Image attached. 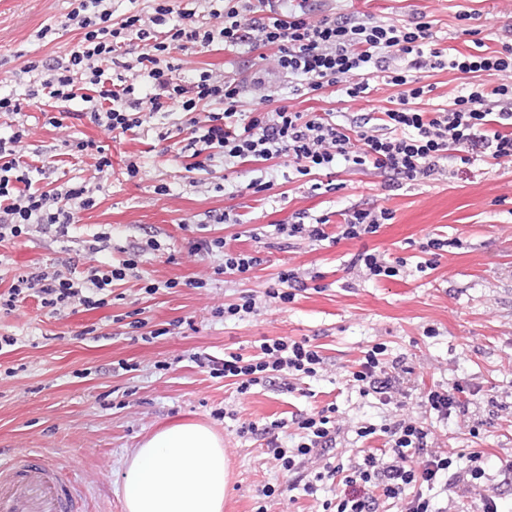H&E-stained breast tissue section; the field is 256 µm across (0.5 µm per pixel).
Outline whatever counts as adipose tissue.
<instances>
[{
  "label": "adipose tissue",
  "instance_id": "1",
  "mask_svg": "<svg viewBox=\"0 0 512 512\" xmlns=\"http://www.w3.org/2000/svg\"><path fill=\"white\" fill-rule=\"evenodd\" d=\"M230 470L221 437L180 422L134 449L122 478L127 512H223Z\"/></svg>",
  "mask_w": 512,
  "mask_h": 512
}]
</instances>
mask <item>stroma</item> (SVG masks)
Masks as SVG:
<instances>
[{
	"instance_id": "35a3bbf8",
	"label": "stroma",
	"mask_w": 512,
	"mask_h": 512,
	"mask_svg": "<svg viewBox=\"0 0 512 512\" xmlns=\"http://www.w3.org/2000/svg\"><path fill=\"white\" fill-rule=\"evenodd\" d=\"M68 10V0H0V92L23 93L19 74L25 60L58 59L77 47L79 32L58 26ZM350 15L425 17L437 49L447 57L471 52L479 43L496 51L512 40V0L313 4L317 19ZM46 25L57 27V34L37 39ZM179 64L187 80L200 69L236 79L247 104L252 78L261 71L257 52L244 47L199 49L180 55ZM263 73L275 105L333 112L345 124L393 107L399 92L388 79L376 77L367 97L357 101L333 87L292 96L277 71ZM424 81L433 87L420 102L426 111L450 107L464 84L462 75L448 68L427 70ZM85 107L77 98L61 108L45 101L23 109L27 162L58 158L37 188L90 174V158L66 155L61 133L49 125V117L58 114L71 139L108 146L113 172L96 194L97 207L67 233L38 226L27 236L0 242V291L34 267L83 252L97 234L110 235L105 256L115 263L132 245L154 240L160 248L142 253L138 278L114 283L113 299L103 308L54 314L30 300L19 311L0 315V336L16 339L0 348V450L43 451L83 479L92 493L91 512H125L121 481L131 450L169 423L201 422L224 440L231 472L224 512H255L267 485L281 494L279 512H322L330 491L314 499L303 496L295 487L297 475L277 467L265 446L239 436L237 428L244 421L262 426L291 413L309 414L332 402L344 422L335 452L349 457L367 445L356 428L383 424L391 413L375 396L360 395L346 383L363 350L382 343L389 356L406 357L425 384L461 380L474 395L470 410L482 423L476 437L461 428L457 416L441 420L426 412L417 391L405 399L406 413L426 422L442 449L488 456L490 477L481 494L454 500L448 512H480L485 494L494 497L500 512H512L507 468L512 462V163L491 166L479 157L454 174L393 188L378 172L342 165L332 176L333 190L319 195L308 177L295 173L286 180L276 167L266 175L272 188L254 194L246 189L259 176L254 164L225 174L185 171L177 146L159 141L157 129L115 140L83 118ZM130 157L141 164L133 179L123 172ZM224 179L242 187V194L216 191ZM356 205L388 209L392 218L377 234L316 246L273 228L299 211L334 224L340 210ZM227 208L241 214V223L202 227L191 221ZM217 236L233 248L259 251L262 265L213 279L212 259L193 252L190 243ZM430 238L452 241L432 267L419 249ZM366 248L403 258L405 265L398 276L370 278L351 265ZM290 268L308 280L294 301L267 304L245 321L215 316L216 308L241 294L264 292ZM201 278L206 287H195ZM148 281L159 283L157 293H144L141 285ZM276 336L310 339L325 359L323 370L298 381L295 391L276 384L246 396L237 394L233 379L216 375L225 354H255L262 338ZM197 355L208 358L209 366L198 367ZM492 396L507 405L497 417L488 413ZM219 407L233 411V418L214 420Z\"/></svg>"
}]
</instances>
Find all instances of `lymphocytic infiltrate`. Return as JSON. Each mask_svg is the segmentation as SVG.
Wrapping results in <instances>:
<instances>
[{"label":"lymphocytic infiltrate","mask_w":512,"mask_h":512,"mask_svg":"<svg viewBox=\"0 0 512 512\" xmlns=\"http://www.w3.org/2000/svg\"><path fill=\"white\" fill-rule=\"evenodd\" d=\"M309 0L270 15L253 16L252 0H203L207 20L174 9L170 0H153L150 11L112 18V0H71L63 21L81 34L67 61H26L24 97L0 94V114L20 115L24 104L48 98L65 103L83 98L87 117L113 137L138 133L152 119L165 117L179 107L185 119L177 132L187 133L192 167L207 170L221 165L232 169L244 163L278 161L303 176L333 170L340 163L373 168L396 182H420L444 174L447 161L469 163L486 157L493 164L512 160V82L485 92L479 81L484 72H512V45L487 53H458L441 60L433 49L430 22L423 19L381 21L313 20ZM140 44L136 57L126 48ZM273 49L279 70L289 79L292 94L304 95L341 86L350 100L364 98L368 78L388 73L400 89L395 108L382 112L380 126L337 123L334 113L312 115L287 106L270 107L263 78L253 80L257 97L250 112H241L240 89L235 79L200 70L191 80L179 78L175 52L213 46ZM406 60L400 70L390 61ZM449 68L469 82L452 108L431 112L418 109L416 100L431 92L421 71ZM28 131L18 126L0 137V241L28 234L33 225H54L59 230L77 223L81 212L94 209L100 180L112 170V159L92 140H73L71 151L91 156L94 176L65 182L50 190L35 189L33 169L23 159L20 144ZM336 226L308 222L304 213L277 223L279 234L315 244L360 239L378 232L389 221L387 209L353 206L340 212ZM107 239L95 237L87 247L86 273L74 278V261L62 267L36 268L19 276L8 291L0 292V310L11 313L27 300L58 314L67 309L90 311L107 305L112 285L132 276L140 249H133L119 264L98 260ZM196 251L217 258L215 274L241 275L260 266L254 253L235 250L223 238L197 242ZM301 279L295 270L281 272L263 295L245 293L221 309V317L245 320L259 314L263 301L294 300ZM384 345L364 351L358 368L349 375L361 395H376L382 405L395 401L411 369L404 357L386 358ZM324 358L308 340L263 338L257 354L225 355L222 374L237 381V391L250 393L276 380L317 376ZM295 426L291 445L278 433ZM341 427L335 405L293 419H280L265 427L242 423L239 436H262L280 468L299 475L306 496L316 497L325 487L337 486L333 498L324 500L323 512H379L385 502L401 512H447L439 495H465L487 480L484 453H449L433 446L425 424L406 414L394 415L380 426H361L359 437L381 435L382 447L363 449L357 460L333 461Z\"/></svg>","instance_id":"lymphocytic-infiltrate-1"}]
</instances>
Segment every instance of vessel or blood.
<instances>
[{
  "mask_svg": "<svg viewBox=\"0 0 512 512\" xmlns=\"http://www.w3.org/2000/svg\"><path fill=\"white\" fill-rule=\"evenodd\" d=\"M0 512H89V494L72 469L39 451L2 455Z\"/></svg>",
  "mask_w": 512,
  "mask_h": 512,
  "instance_id": "vessel-or-blood-1",
  "label": "vessel or blood"
}]
</instances>
